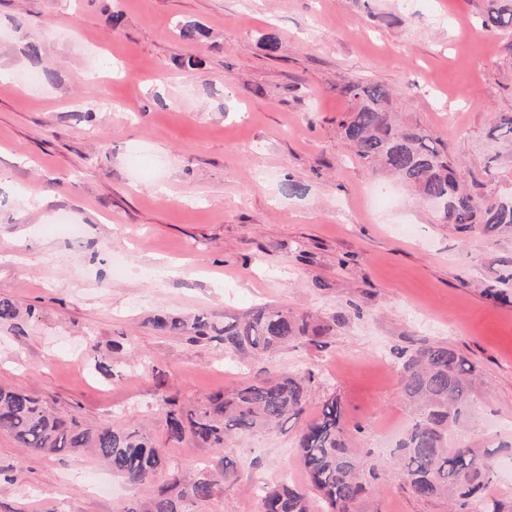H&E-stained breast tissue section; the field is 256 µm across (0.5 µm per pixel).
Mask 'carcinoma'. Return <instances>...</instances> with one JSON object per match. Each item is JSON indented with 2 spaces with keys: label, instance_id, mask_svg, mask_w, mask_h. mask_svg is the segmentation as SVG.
Masks as SVG:
<instances>
[{
  "label": "carcinoma",
  "instance_id": "cac0c4a2",
  "mask_svg": "<svg viewBox=\"0 0 512 512\" xmlns=\"http://www.w3.org/2000/svg\"><path fill=\"white\" fill-rule=\"evenodd\" d=\"M480 27L504 33V49L512 55V0H488ZM341 93L351 103L338 129L361 163L375 172L397 177L414 195L436 205L442 219L457 229H474L490 241L512 235V192L488 198L463 186L454 161L438 139L416 126L397 123L390 112L392 92L380 84L354 81ZM19 308L0 298V324L19 320ZM153 327L191 342L224 345V351L244 358L271 354L281 348L320 337L331 326H315L312 315L292 309L262 306L246 313L224 315L216 325L205 315L191 319L159 316ZM476 366L446 346L431 344L405 356L401 366V396L416 417L398 445L391 464L406 489L420 499L444 497L450 512H501L486 491L497 479L494 452H479L452 444L451 434L473 415ZM309 373L278 371L256 375L231 392L218 391L185 407L175 397H162L170 439L189 436L203 448L221 450L230 439L278 429L299 422L308 409ZM0 432L34 452L65 454L91 450L128 483L144 484L161 471L169 482L152 499L133 500L121 512H199L232 481L234 468L223 454L187 480L165 450L130 424L90 427L72 411H54L20 388L0 387ZM300 459L317 502L296 485L280 482L256 491L257 512H355L376 495L381 479L378 465L351 446L341 402L323 401L320 414L298 433Z\"/></svg>",
  "mask_w": 512,
  "mask_h": 512
}]
</instances>
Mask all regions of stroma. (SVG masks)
I'll return each instance as SVG.
<instances>
[{
    "label": "stroma",
    "instance_id": "1",
    "mask_svg": "<svg viewBox=\"0 0 512 512\" xmlns=\"http://www.w3.org/2000/svg\"><path fill=\"white\" fill-rule=\"evenodd\" d=\"M486 7L0 0V297L24 312L0 325V386L95 425H136L192 475L215 452L168 442L163 394L191 406L265 369L309 372L310 413L336 395L355 447L384 464L375 512H448L388 464L414 418L399 355L438 343L475 363L476 426L457 439L491 451L512 439V286L503 301L484 294L512 273V238L440 221L355 159L337 121L350 107L343 85L382 84L403 119L447 146L463 184L512 189V151L495 130L512 112V58L480 28ZM272 31L273 54L261 41ZM30 43L51 77L22 87ZM287 180L299 194L282 193ZM261 304L330 331L241 361L152 326ZM297 434L226 444L236 479L202 512H254L255 487L285 474L307 487ZM158 486L0 433V512H120Z\"/></svg>",
    "mask_w": 512,
    "mask_h": 512
}]
</instances>
